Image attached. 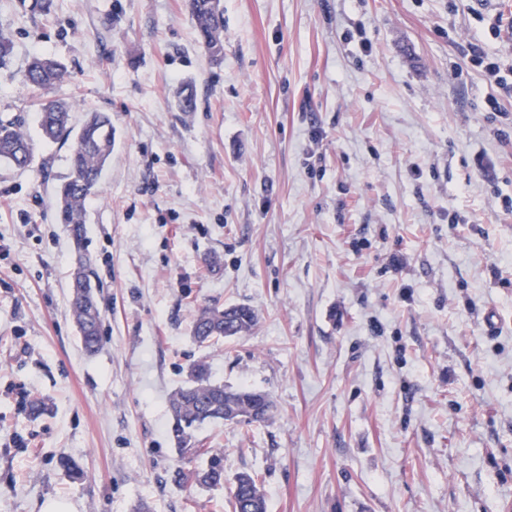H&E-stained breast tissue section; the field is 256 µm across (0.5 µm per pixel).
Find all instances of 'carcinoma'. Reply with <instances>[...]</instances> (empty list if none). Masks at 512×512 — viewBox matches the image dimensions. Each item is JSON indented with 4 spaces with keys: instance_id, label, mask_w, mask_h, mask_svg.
<instances>
[{
    "instance_id": "cac0c4a2",
    "label": "carcinoma",
    "mask_w": 512,
    "mask_h": 512,
    "mask_svg": "<svg viewBox=\"0 0 512 512\" xmlns=\"http://www.w3.org/2000/svg\"><path fill=\"white\" fill-rule=\"evenodd\" d=\"M189 15L200 37V44L211 61L219 64L224 58V10L222 0H188ZM14 53L12 38L0 33V70L9 67ZM68 77L66 66L56 57L32 58L23 74L31 88L47 91ZM184 93L179 112H192L196 106V91L192 84L179 88ZM37 124L43 140L50 143H70L69 173L57 188V211L60 223L69 227L77 248H82L85 236L84 209L87 199L95 193L103 168L112 154V118L101 112H91L79 129L71 125V106L59 100H43L39 104ZM0 163L16 169H26L33 163L30 140L19 115H0ZM95 276L92 262L80 257L72 274L71 312L80 341L86 352L93 354L101 345V307L99 293L81 284ZM257 315L245 304H230L223 308L205 306L198 310L191 336L198 343L246 336L255 327ZM191 383L177 390L169 400L172 416L170 433L175 447L189 460L206 456L204 467L185 475V480L202 487L224 486L223 453L206 447L197 438V429L205 423L224 421V408L232 405L238 423H262L266 413L267 394L247 387L231 388L212 383L205 363L190 367ZM229 494L232 512H268V500L257 474L242 471L230 480Z\"/></svg>"
}]
</instances>
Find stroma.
<instances>
[{"label": "stroma", "mask_w": 512, "mask_h": 512, "mask_svg": "<svg viewBox=\"0 0 512 512\" xmlns=\"http://www.w3.org/2000/svg\"><path fill=\"white\" fill-rule=\"evenodd\" d=\"M222 4L216 66L186 0H0V113L34 155L0 165V512H232L228 489L176 479L168 399L196 362L274 403L197 432L226 476L258 474L269 512H512V139L466 57L512 55V33L488 32L512 0ZM44 53L70 73L47 94L21 76ZM46 96L77 127L112 117L79 249L56 218L69 148L40 137ZM82 252L102 287L92 356L70 313ZM237 303L250 335L192 340L198 308Z\"/></svg>", "instance_id": "35a3bbf8"}]
</instances>
